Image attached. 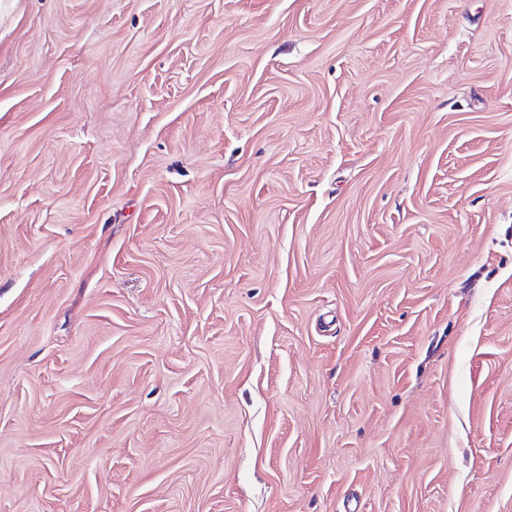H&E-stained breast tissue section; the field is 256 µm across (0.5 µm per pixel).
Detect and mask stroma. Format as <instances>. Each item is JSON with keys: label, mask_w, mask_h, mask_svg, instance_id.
Returning <instances> with one entry per match:
<instances>
[{"label": "stroma", "mask_w": 512, "mask_h": 512, "mask_svg": "<svg viewBox=\"0 0 512 512\" xmlns=\"http://www.w3.org/2000/svg\"><path fill=\"white\" fill-rule=\"evenodd\" d=\"M0 512H512V0H0Z\"/></svg>", "instance_id": "stroma-1"}]
</instances>
